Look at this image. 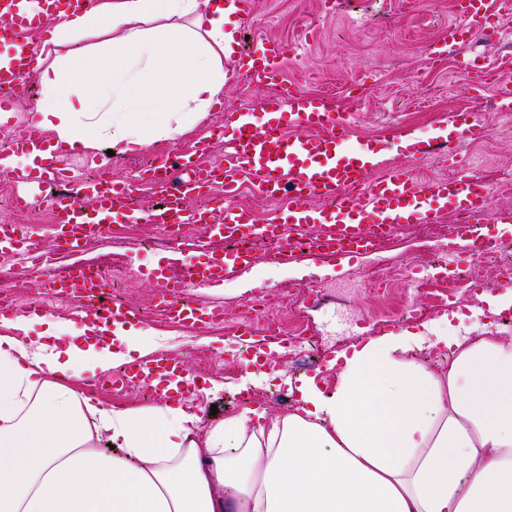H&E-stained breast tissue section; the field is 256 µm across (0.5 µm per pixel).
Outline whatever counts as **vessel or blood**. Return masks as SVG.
Returning a JSON list of instances; mask_svg holds the SVG:
<instances>
[{
  "mask_svg": "<svg viewBox=\"0 0 512 512\" xmlns=\"http://www.w3.org/2000/svg\"><path fill=\"white\" fill-rule=\"evenodd\" d=\"M94 0H0V42L11 45L7 61H0V110L27 95L26 79L42 64L39 47L27 41L31 29L57 20L61 5L91 7ZM459 21L430 50L433 59L458 58L462 73L492 74L486 58L465 57L472 35L492 24L498 14L496 0H457ZM295 50L293 44L274 37L259 40L247 54L235 55L237 72L263 84L280 85V94L257 112L224 115L194 149L174 160L157 159L147 170L146 181L159 203L150 210L131 201L130 185L111 170L94 177L63 178L64 187L50 199L55 214V236L68 249L80 250L92 239L104 237L112 226L143 221L158 225L174 251L185 254L188 281L212 287L226 272L248 267L251 253L236 247L237 238L255 241L284 236L292 230L310 235L315 256L353 259L375 246V232L392 234L413 224L438 222L444 211L465 217L472 224H511V210L492 207V191L470 176L419 180L408 170L390 164L368 144L354 136L355 117L336 109L333 99L312 95L287 85L284 65ZM478 118L460 120L446 115L428 138L409 140L394 131L390 138L403 154L423 161L439 154L450 164L462 166L459 148L483 136ZM224 153L217 164L203 166L202 154L214 146ZM248 177L267 199L279 202L268 223L260 224L248 207L236 201L239 176ZM221 191L214 208H200L194 201ZM185 224L205 225L211 238L224 241L216 252L206 244L190 245L181 239ZM28 231L9 222L0 223V252L22 255ZM48 296L77 295L90 322L118 327L139 320L141 314L122 302H111L112 281L104 269L86 275L71 267L67 276L47 274L42 282ZM179 288L164 284L157 299L173 320L205 327L219 317V310L194 305L179 306ZM242 352L256 355L280 342L272 331L255 333L243 326L239 333ZM184 360L158 353L126 366L110 380L112 387L150 390L163 398L164 386L188 373Z\"/></svg>",
  "mask_w": 512,
  "mask_h": 512,
  "instance_id": "obj_1",
  "label": "vessel or blood"
}]
</instances>
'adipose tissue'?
<instances>
[{"label": "adipose tissue", "instance_id": "ef3b65f1", "mask_svg": "<svg viewBox=\"0 0 512 512\" xmlns=\"http://www.w3.org/2000/svg\"><path fill=\"white\" fill-rule=\"evenodd\" d=\"M224 0H95L46 40L31 124L73 150L125 153L196 126L224 92ZM101 41L92 49L83 42ZM0 319V512H512V341L371 336L335 358L333 388L301 379L285 414L248 407L204 423L196 398L134 410L74 387L153 351L129 324L103 338L55 320ZM451 352L447 369L415 352Z\"/></svg>", "mask_w": 512, "mask_h": 512}]
</instances>
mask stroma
I'll return each instance as SVG.
<instances>
[{
	"instance_id": "1",
	"label": "stroma",
	"mask_w": 512,
	"mask_h": 512,
	"mask_svg": "<svg viewBox=\"0 0 512 512\" xmlns=\"http://www.w3.org/2000/svg\"><path fill=\"white\" fill-rule=\"evenodd\" d=\"M455 19L453 0H337L332 10L324 0H255L252 19L241 27L240 47L250 49L265 36L297 44V53L284 69L285 77L292 82L302 81L306 91L329 96L338 104L358 100L356 136L390 162L417 169L422 178L440 175V165L432 160L428 165L416 166L411 158L397 153L388 139L389 132L405 127L423 135L444 114H477L490 135L468 144L465 152L480 157L477 176L502 187V194L493 199L494 207L512 210V121L499 122L494 89L471 99L456 89L460 81L456 65L449 62L440 66L429 56L430 48ZM234 69V61L225 60L229 79L220 103L194 129L147 149L115 153L113 174L126 179L155 157L191 148L212 126L223 121L225 113L243 107L260 108L265 99L276 94L275 86L234 77ZM55 190V185H45L43 202L27 211L9 212L8 218L30 226L31 241L38 252L57 255V272H65L76 260L109 267L113 294L141 310L151 302L159 276L180 273L182 255L161 246L143 249L135 242L119 239L93 245L77 257L61 255L53 236L52 212L45 204ZM453 222L454 216L449 213L425 232L395 234L381 245L379 253L354 262L320 261L296 248L284 254L266 245L257 251L249 268L225 274L223 284L192 289L194 302L220 306L229 320L238 315L240 297L255 290L265 288L287 298L286 327L299 324L305 333L270 352L272 372L268 375L255 373L243 361L234 339L223 331L185 329L152 317L144 319L143 325L156 334L159 351L179 353L203 374L202 385L209 391L203 405L216 407L219 417L240 411L232 391L237 384L242 385L250 403L280 412L284 409L280 396L287 390L286 379L314 376L332 384L336 370L330 362L351 344L390 332L418 331L425 324L455 315L453 309L424 295L417 300L418 318L392 322L380 313V297L359 294L351 298V305L375 312L376 317L345 335L336 305L307 307L304 285L357 278L373 270L386 273L403 263L435 259L438 249L454 241L450 232ZM40 289L37 269L28 268L20 274L12 260L0 258V297L35 302ZM216 384L221 385V392H213Z\"/></svg>"
}]
</instances>
